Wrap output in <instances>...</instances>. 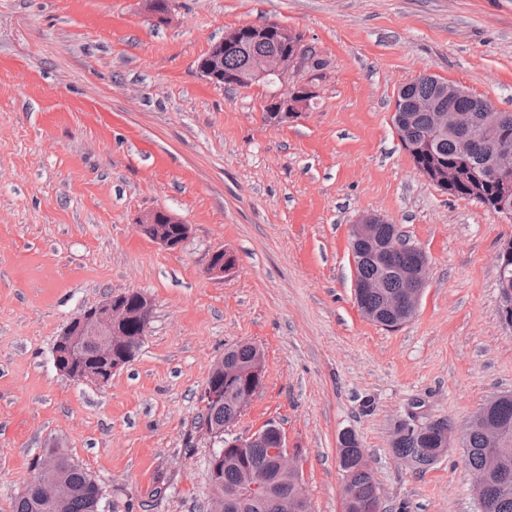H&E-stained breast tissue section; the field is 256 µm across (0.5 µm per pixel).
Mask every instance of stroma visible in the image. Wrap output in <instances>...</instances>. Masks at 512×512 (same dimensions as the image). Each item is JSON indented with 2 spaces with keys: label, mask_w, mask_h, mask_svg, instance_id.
<instances>
[{
  "label": "stroma",
  "mask_w": 512,
  "mask_h": 512,
  "mask_svg": "<svg viewBox=\"0 0 512 512\" xmlns=\"http://www.w3.org/2000/svg\"><path fill=\"white\" fill-rule=\"evenodd\" d=\"M275 22L327 67L277 127L265 92L211 85L197 62L225 31ZM429 73L512 112V0H0V512L43 449L102 485L100 512H203L201 396L228 345L264 357L233 426L275 423L314 512H343L338 437L369 456L384 512H478L461 444L425 468L396 426L464 430L512 393L499 244L512 220L424 177L393 127L398 90ZM189 227L170 251L139 220ZM377 214L428 257L413 318L386 329L354 299L352 224ZM219 249L233 275L207 271ZM152 300L139 352L107 386L62 375L53 346L108 296Z\"/></svg>",
  "instance_id": "1"
}]
</instances>
